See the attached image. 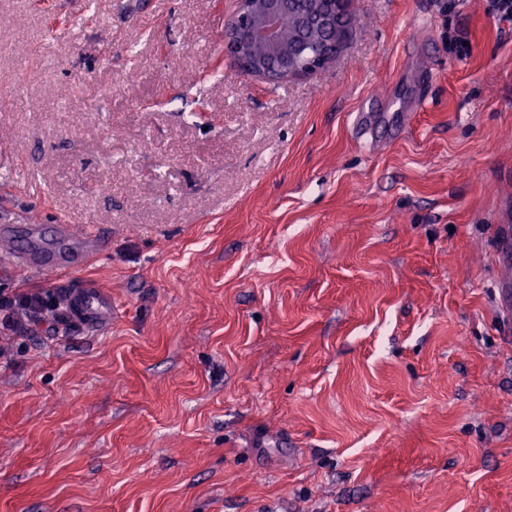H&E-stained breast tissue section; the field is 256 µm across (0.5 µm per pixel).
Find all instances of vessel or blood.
Returning a JSON list of instances; mask_svg holds the SVG:
<instances>
[{
    "instance_id": "obj_1",
    "label": "vessel or blood",
    "mask_w": 512,
    "mask_h": 512,
    "mask_svg": "<svg viewBox=\"0 0 512 512\" xmlns=\"http://www.w3.org/2000/svg\"><path fill=\"white\" fill-rule=\"evenodd\" d=\"M497 263L498 314L503 322L512 321V226L499 225ZM53 232L58 242L57 247L37 249L36 244L43 235L42 225L4 224L0 226V239H23V248L10 255L11 262L18 268L34 270L41 273L65 271L86 264L96 258L102 250L98 236H86L80 254L69 252L65 244L74 239L76 233L71 224L62 221L54 225ZM70 309L73 314L88 325L100 327L109 323L115 311L110 292L94 286L69 289Z\"/></svg>"
}]
</instances>
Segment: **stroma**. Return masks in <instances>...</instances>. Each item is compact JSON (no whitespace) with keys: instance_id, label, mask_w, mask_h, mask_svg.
<instances>
[{"instance_id":"obj_1","label":"stroma","mask_w":512,"mask_h":512,"mask_svg":"<svg viewBox=\"0 0 512 512\" xmlns=\"http://www.w3.org/2000/svg\"><path fill=\"white\" fill-rule=\"evenodd\" d=\"M489 5L353 0L336 59L273 85L224 58L233 0H0V213L107 242L0 290L118 305L12 337L0 512H512ZM363 109L416 120L368 146ZM73 314L90 326L100 327L112 320L115 311L112 294L94 286L69 288L67 291Z\"/></svg>"}]
</instances>
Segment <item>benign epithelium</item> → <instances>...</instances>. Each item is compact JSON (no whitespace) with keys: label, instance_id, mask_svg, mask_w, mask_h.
<instances>
[{"label":"benign epithelium","instance_id":"obj_1","mask_svg":"<svg viewBox=\"0 0 512 512\" xmlns=\"http://www.w3.org/2000/svg\"><path fill=\"white\" fill-rule=\"evenodd\" d=\"M224 24V57L240 72L268 83L307 76L336 58L337 52H319L303 42L288 49L279 31V18L288 0H235ZM349 0H307L300 17L305 30L334 29L348 12Z\"/></svg>","mask_w":512,"mask_h":512}]
</instances>
